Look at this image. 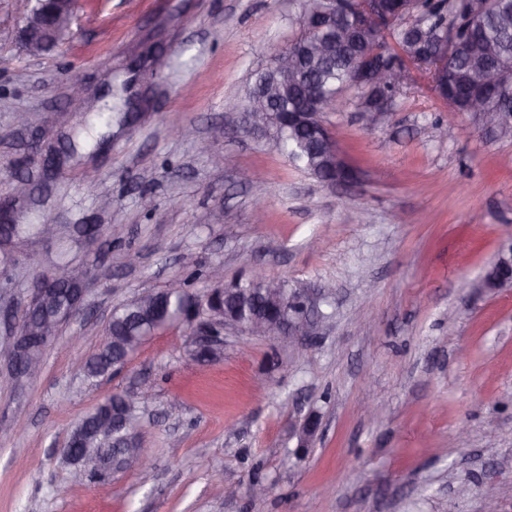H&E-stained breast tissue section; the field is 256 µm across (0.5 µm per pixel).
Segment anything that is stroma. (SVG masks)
<instances>
[{
	"label": "stroma",
	"mask_w": 512,
	"mask_h": 512,
	"mask_svg": "<svg viewBox=\"0 0 512 512\" xmlns=\"http://www.w3.org/2000/svg\"><path fill=\"white\" fill-rule=\"evenodd\" d=\"M28 7L0 0V201L22 176L57 223L119 224L124 236L26 238L0 263V306L17 312L36 271L69 263L91 277L83 314L20 395L0 322V512H482L489 483L512 512V287L474 286L512 250V145L487 142L430 89L397 96L371 122L351 101L323 119L358 179L327 185L239 130L245 91L286 43L296 0H76L66 40L37 57L18 40ZM149 42L165 64L156 85L136 86L134 125H120L123 94L91 109L70 99L74 81L120 86ZM174 123L196 139L170 136ZM71 132L81 158L45 182L31 143ZM254 170L263 183L242 181ZM267 181L280 194L259 218L251 200ZM216 264L228 281L256 267L309 287L325 326L303 338L228 329L222 356L200 362L195 328L178 324L114 375H77L113 307ZM144 384L138 437L151 478L114 473L73 490L62 456L73 426ZM368 403L380 420L365 418Z\"/></svg>",
	"instance_id": "35a3bbf8"
}]
</instances>
